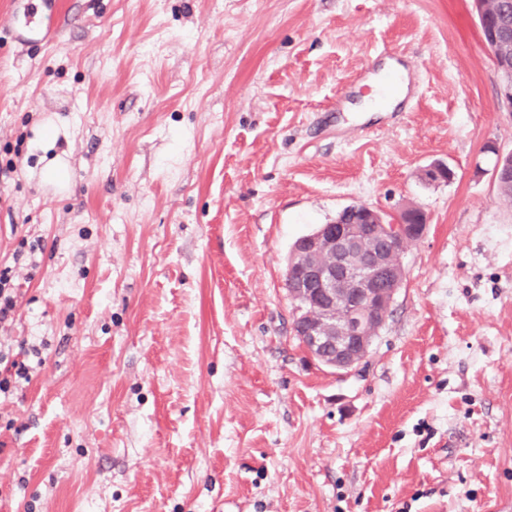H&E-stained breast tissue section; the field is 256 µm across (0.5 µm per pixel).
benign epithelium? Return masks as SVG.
Wrapping results in <instances>:
<instances>
[{
    "label": "benign epithelium",
    "instance_id": "benign-epithelium-1",
    "mask_svg": "<svg viewBox=\"0 0 512 512\" xmlns=\"http://www.w3.org/2000/svg\"><path fill=\"white\" fill-rule=\"evenodd\" d=\"M494 0H473L483 44L505 77L499 104L512 112V58L501 53V31L489 24ZM350 223L319 224L299 238L286 273L291 295L300 301L293 335L324 366L350 369L362 362L391 312L405 278L402 254L423 238L428 224L415 208L412 219L390 224L373 207L359 203Z\"/></svg>",
    "mask_w": 512,
    "mask_h": 512
}]
</instances>
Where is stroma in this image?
I'll use <instances>...</instances> for the list:
<instances>
[{"mask_svg": "<svg viewBox=\"0 0 512 512\" xmlns=\"http://www.w3.org/2000/svg\"><path fill=\"white\" fill-rule=\"evenodd\" d=\"M391 51L406 108L335 111ZM499 82L470 0H0V512H512ZM358 203L428 230L335 370L286 265ZM10 267L0 269V327L8 321H13L16 309V296L13 288H5L11 280ZM25 345L27 343L23 340L19 352L14 354L10 344L0 341V395L13 394L31 382L34 367L27 358L29 354L38 358L37 366L42 365L40 349L36 345L28 348Z\"/></svg>", "mask_w": 512, "mask_h": 512, "instance_id": "stroma-1", "label": "stroma"}]
</instances>
